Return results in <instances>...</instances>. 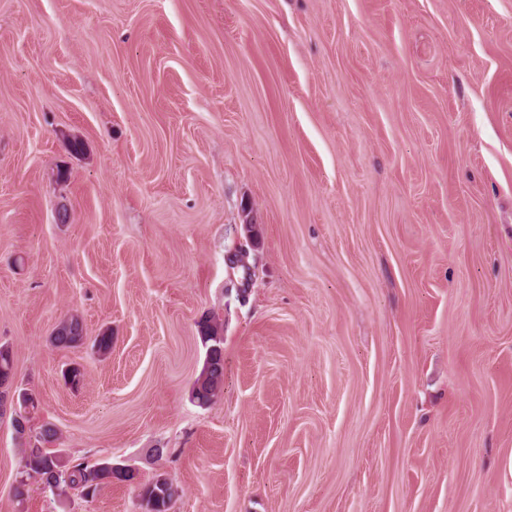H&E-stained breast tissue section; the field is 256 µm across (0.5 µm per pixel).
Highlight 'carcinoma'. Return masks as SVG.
I'll return each instance as SVG.
<instances>
[{
  "label": "carcinoma",
  "instance_id": "obj_1",
  "mask_svg": "<svg viewBox=\"0 0 512 512\" xmlns=\"http://www.w3.org/2000/svg\"><path fill=\"white\" fill-rule=\"evenodd\" d=\"M201 341L207 348L205 365L192 388V398L201 406L209 405L222 391L224 386V352L220 327L209 317L197 322ZM85 329L82 320L71 315L62 320L53 330L51 344L57 348L73 347L83 341ZM56 436V430L50 423L44 424L36 433L37 445H25L22 449L23 470L28 475L40 477L44 487L61 493L75 489L86 496L95 494L98 485L114 479L130 481L133 475L113 466L109 462L87 467L82 463L70 464L60 456L43 448V444ZM177 495L175 488L165 474H157L141 490V499L146 512H169L170 504Z\"/></svg>",
  "mask_w": 512,
  "mask_h": 512
}]
</instances>
